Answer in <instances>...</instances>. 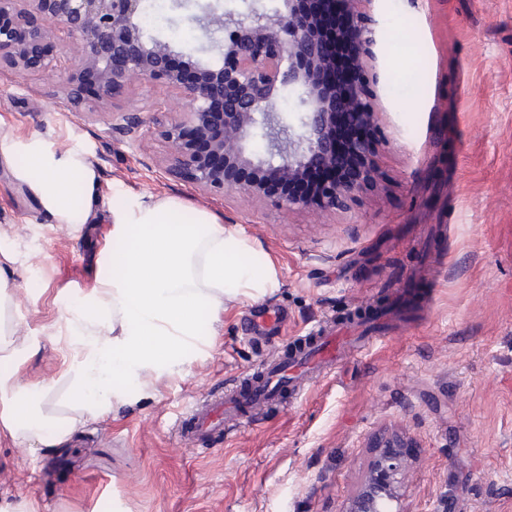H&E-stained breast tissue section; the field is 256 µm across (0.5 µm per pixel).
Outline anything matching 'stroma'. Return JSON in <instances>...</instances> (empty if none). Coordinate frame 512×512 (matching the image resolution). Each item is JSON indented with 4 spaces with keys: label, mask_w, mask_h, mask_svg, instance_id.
Segmentation results:
<instances>
[{
    "label": "stroma",
    "mask_w": 512,
    "mask_h": 512,
    "mask_svg": "<svg viewBox=\"0 0 512 512\" xmlns=\"http://www.w3.org/2000/svg\"><path fill=\"white\" fill-rule=\"evenodd\" d=\"M372 39L358 66L373 91L381 141L373 182L325 214L283 211L234 192L203 195L172 173L160 130L180 106L168 88L133 83L121 105L147 107L137 135L76 116L58 71L0 73V126L83 146L101 193L178 197L214 213L272 269L266 297L288 312L281 340L242 337L255 306L241 296L202 312L206 332L186 361L148 373L111 413L61 445L28 450L0 429V512H346L377 440L413 456L400 512H512V0H357ZM148 35L206 48L208 35L173 0H145ZM421 92L394 98V80ZM108 224L47 223L0 167V236L26 347L25 385L62 379L74 348L61 314L109 263ZM438 284L430 304L418 280ZM380 319L389 340L339 363L288 409L199 453L176 439V415L224 389L319 321Z\"/></svg>",
    "instance_id": "1"
}]
</instances>
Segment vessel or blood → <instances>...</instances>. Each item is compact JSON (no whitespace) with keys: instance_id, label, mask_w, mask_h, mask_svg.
<instances>
[{"instance_id":"vessel-or-blood-1","label":"vessel or blood","mask_w":512,"mask_h":512,"mask_svg":"<svg viewBox=\"0 0 512 512\" xmlns=\"http://www.w3.org/2000/svg\"><path fill=\"white\" fill-rule=\"evenodd\" d=\"M280 307L262 305L248 320L245 335L250 339L281 327ZM364 338L340 336L335 330H314L296 337L261 371L245 374L223 391L202 395L188 410L180 413L173 431L178 439L204 445L212 437L231 434L256 425L272 408L287 409L300 399L321 375L335 368L345 355L362 352Z\"/></svg>"}]
</instances>
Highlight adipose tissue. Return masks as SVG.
I'll use <instances>...</instances> for the list:
<instances>
[{
	"label": "adipose tissue",
	"mask_w": 512,
	"mask_h": 512,
	"mask_svg": "<svg viewBox=\"0 0 512 512\" xmlns=\"http://www.w3.org/2000/svg\"><path fill=\"white\" fill-rule=\"evenodd\" d=\"M1 163L51 223L92 224L104 210L112 226L107 272L81 308L63 315L79 348L61 402L55 387L16 378L21 354L4 265L17 257L0 238V428L20 447H54L78 423L108 414L123 387L189 353L202 311L219 314L226 296L255 299L275 284L273 274L254 275L242 261L251 245L209 212L177 197L118 192L104 201L97 167L81 147L0 129Z\"/></svg>",
	"instance_id": "1"
}]
</instances>
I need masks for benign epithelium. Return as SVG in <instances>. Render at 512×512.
<instances>
[{"label": "benign epithelium", "mask_w": 512, "mask_h": 512, "mask_svg": "<svg viewBox=\"0 0 512 512\" xmlns=\"http://www.w3.org/2000/svg\"><path fill=\"white\" fill-rule=\"evenodd\" d=\"M145 0H0V72L44 73L69 51L62 94L77 115H107L112 129L134 135L143 109L115 103L136 79L179 93L162 131L175 172L201 194L236 191L278 209L333 210L354 198L373 178L371 157L378 142L372 94L357 75L347 87L321 80L349 43L351 62L365 51L366 29L353 0H250L248 11L224 9V0H202L190 20L222 37L208 51L173 48L146 35ZM297 95L294 122L269 111L285 91ZM348 115L349 151L365 160L355 177L326 185L317 202L297 192L269 188L271 175L291 179L336 162V105ZM349 512H394L408 455L393 439L381 444Z\"/></svg>", "instance_id": "7a95c632"}]
</instances>
